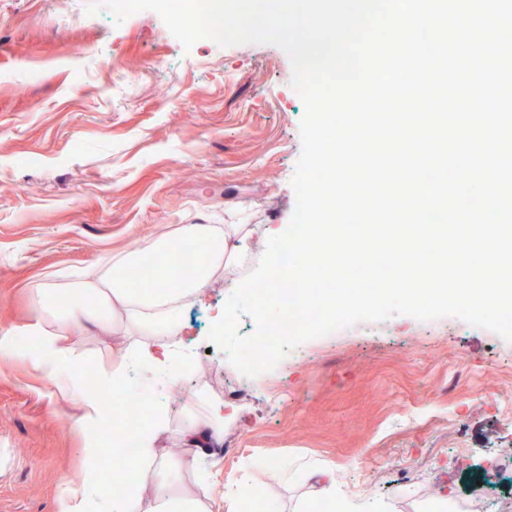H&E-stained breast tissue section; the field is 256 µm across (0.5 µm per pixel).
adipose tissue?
Returning <instances> with one entry per match:
<instances>
[{"label": "adipose tissue", "instance_id": "1", "mask_svg": "<svg viewBox=\"0 0 512 512\" xmlns=\"http://www.w3.org/2000/svg\"><path fill=\"white\" fill-rule=\"evenodd\" d=\"M191 237L205 247L204 258L195 273L175 288H143L135 283L143 255L166 256L182 238ZM252 234L246 225L184 224L174 232L151 239L143 250L116 254L104 261L81 280L60 286L41 285L37 292L34 327L39 338L36 348L20 349L14 342L0 339V360L26 361L49 382L61 399L76 403L82 414L78 420L84 429H92L103 417L98 396L87 390L78 372L80 352L64 342L63 336L72 322L80 321L99 329L125 326L142 335V343L134 357L136 365L167 383H175L187 358L172 349L170 341L179 327V310L214 274L235 267L251 248ZM152 421L141 432L138 448V482L123 495L111 499L96 498L100 480L96 463L102 453L98 441H86L83 453L87 461L79 487L61 492L57 512H202L198 503L169 495L144 500L142 484H168L174 469L158 456L156 442L169 427L163 402L147 401ZM187 444L199 449L219 439L224 433V407L207 405L203 416L185 420L177 428Z\"/></svg>", "mask_w": 512, "mask_h": 512}]
</instances>
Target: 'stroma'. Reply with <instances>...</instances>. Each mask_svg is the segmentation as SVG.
Instances as JSON below:
<instances>
[{
  "label": "stroma",
  "instance_id": "stroma-1",
  "mask_svg": "<svg viewBox=\"0 0 512 512\" xmlns=\"http://www.w3.org/2000/svg\"><path fill=\"white\" fill-rule=\"evenodd\" d=\"M88 3L0 0V337L32 333L39 284L78 280L180 224H248L250 258L187 301L172 341L195 370L182 398L164 401L172 430L158 448L196 463L168 494L203 512H225L234 491L308 512L324 472L350 506L427 512L491 489L511 505L512 420L497 400L512 399V341L456 317L395 315L307 341L254 378L210 345L266 228L286 229L295 209L304 104L291 61L272 44L187 49L155 12L118 24ZM73 340L102 374L142 337L120 327ZM228 384L250 395L222 445L194 455L174 428L198 398L223 401ZM77 415L26 362L0 361V512H56L86 467Z\"/></svg>",
  "mask_w": 512,
  "mask_h": 512
}]
</instances>
